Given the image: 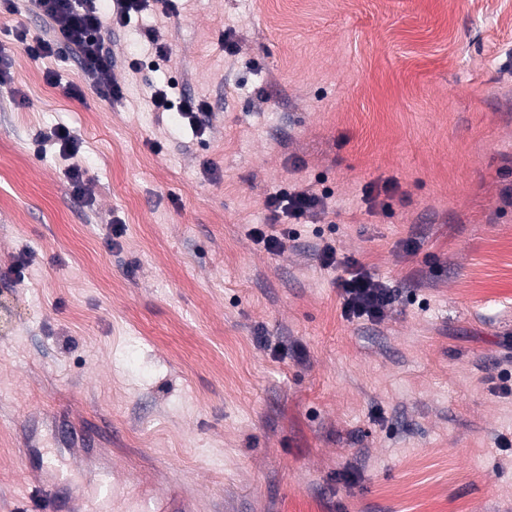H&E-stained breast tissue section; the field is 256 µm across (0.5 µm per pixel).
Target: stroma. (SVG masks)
Wrapping results in <instances>:
<instances>
[{"mask_svg":"<svg viewBox=\"0 0 512 512\" xmlns=\"http://www.w3.org/2000/svg\"><path fill=\"white\" fill-rule=\"evenodd\" d=\"M175 5L113 28L112 101L0 6V512H48V470L88 512H512V0ZM150 26L177 70H130ZM294 183L327 210L265 249ZM324 240L382 319L342 317ZM150 102L155 110L169 111L176 108L180 117L188 121L194 133L204 134L207 128L206 117L210 113V106L205 100L194 96H182L175 104L169 99L165 89L158 88L152 93ZM167 103H170V106H167ZM45 140L52 141L59 146V154L65 160L76 158L80 152V145L71 134L68 127L58 125L51 128L50 131L44 136Z\"/></svg>","mask_w":512,"mask_h":512,"instance_id":"obj_1","label":"stroma"}]
</instances>
